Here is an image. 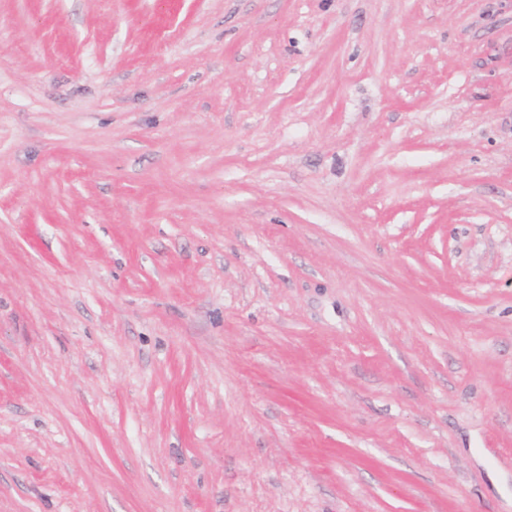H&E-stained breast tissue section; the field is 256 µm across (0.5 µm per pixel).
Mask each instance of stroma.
<instances>
[{"label": "stroma", "mask_w": 512, "mask_h": 512, "mask_svg": "<svg viewBox=\"0 0 512 512\" xmlns=\"http://www.w3.org/2000/svg\"><path fill=\"white\" fill-rule=\"evenodd\" d=\"M0 512H512V0H0Z\"/></svg>", "instance_id": "obj_1"}]
</instances>
